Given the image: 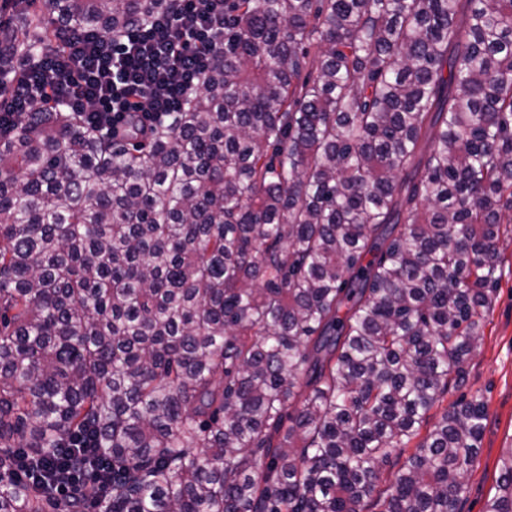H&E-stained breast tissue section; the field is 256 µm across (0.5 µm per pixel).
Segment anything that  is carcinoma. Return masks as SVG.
Masks as SVG:
<instances>
[{
	"label": "carcinoma",
	"mask_w": 512,
	"mask_h": 512,
	"mask_svg": "<svg viewBox=\"0 0 512 512\" xmlns=\"http://www.w3.org/2000/svg\"><path fill=\"white\" fill-rule=\"evenodd\" d=\"M175 0L0 26L117 36ZM512 210V0H224L172 121L0 135V512H458ZM82 468L59 498L17 480ZM485 512H512V449Z\"/></svg>",
	"instance_id": "1"
}]
</instances>
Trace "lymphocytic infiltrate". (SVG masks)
<instances>
[{
	"instance_id": "lymphocytic-infiltrate-1",
	"label": "lymphocytic infiltrate",
	"mask_w": 512,
	"mask_h": 512,
	"mask_svg": "<svg viewBox=\"0 0 512 512\" xmlns=\"http://www.w3.org/2000/svg\"><path fill=\"white\" fill-rule=\"evenodd\" d=\"M60 54L0 73V133L36 106L68 101L105 132L130 114L151 127L179 111L212 66L224 40V0H176L116 37L59 30Z\"/></svg>"
}]
</instances>
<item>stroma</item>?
Returning <instances> with one entry per match:
<instances>
[{
	"label": "stroma",
	"mask_w": 512,
	"mask_h": 512,
	"mask_svg": "<svg viewBox=\"0 0 512 512\" xmlns=\"http://www.w3.org/2000/svg\"><path fill=\"white\" fill-rule=\"evenodd\" d=\"M480 395L487 419L478 463L464 479L459 512H484L496 492L502 455L512 448V247L505 252L496 297L480 345L444 404Z\"/></svg>",
	"instance_id": "stroma-1"
}]
</instances>
